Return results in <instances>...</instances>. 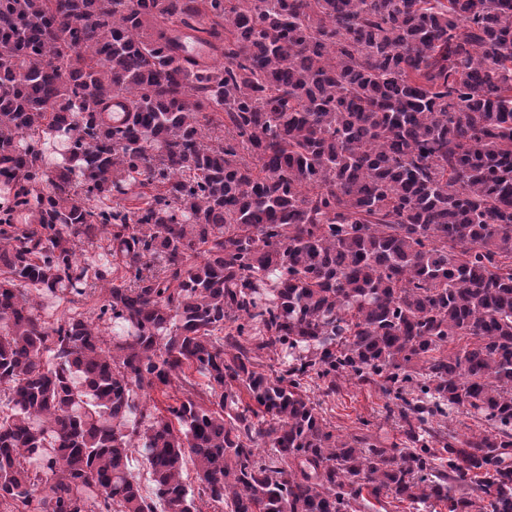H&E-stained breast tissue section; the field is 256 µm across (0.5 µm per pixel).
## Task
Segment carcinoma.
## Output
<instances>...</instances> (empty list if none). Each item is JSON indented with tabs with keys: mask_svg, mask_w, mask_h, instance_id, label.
<instances>
[{
	"mask_svg": "<svg viewBox=\"0 0 512 512\" xmlns=\"http://www.w3.org/2000/svg\"><path fill=\"white\" fill-rule=\"evenodd\" d=\"M1 392L0 512H512V0H0ZM338 385L336 395L330 397L323 394L319 380H308L305 385L307 395L321 404L322 415L336 427V434H372L386 446L400 442V429L385 411L388 399L378 388L352 381L338 382ZM487 425L483 420L476 419L461 411L453 410L448 414V431L457 437L464 438L471 434H478L485 429Z\"/></svg>",
	"mask_w": 512,
	"mask_h": 512,
	"instance_id": "cac0c4a2",
	"label": "carcinoma"
}]
</instances>
